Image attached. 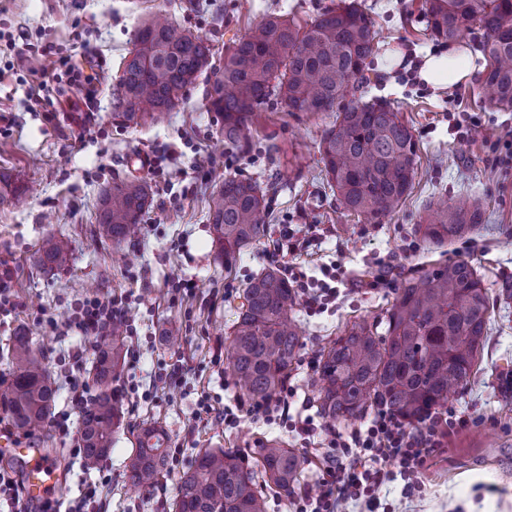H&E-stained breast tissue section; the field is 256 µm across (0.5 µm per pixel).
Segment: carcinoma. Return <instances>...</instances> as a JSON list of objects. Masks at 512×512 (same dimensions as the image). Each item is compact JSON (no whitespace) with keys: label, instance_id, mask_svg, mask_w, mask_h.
Listing matches in <instances>:
<instances>
[{"label":"carcinoma","instance_id":"obj_1","mask_svg":"<svg viewBox=\"0 0 512 512\" xmlns=\"http://www.w3.org/2000/svg\"><path fill=\"white\" fill-rule=\"evenodd\" d=\"M427 30L437 40L455 41L477 26L487 40L490 61L483 88L490 103L512 109V0H425ZM378 33L358 0H341L302 27L270 15L238 40L213 68L209 41L161 15L138 29L134 49L124 58L112 92V116L127 128L159 122L182 102L186 90L212 72L209 110L222 116L224 143L248 142L256 113L271 98L290 112L335 113L320 141L327 185L344 211L378 223L405 203L417 170L419 145L400 113L377 99H359L338 110L350 81L363 75ZM152 203L147 181L129 174L100 199L96 236L116 245L134 232ZM267 201L261 187L224 176L208 203L218 255L236 257L267 232ZM474 197L458 195L429 207L417 231L436 248L472 233L482 223ZM71 260L68 242L47 239L34 262L63 269ZM233 326L228 369L243 394L255 403L274 399L284 387L302 347L295 316L298 295L275 267L248 280ZM486 288L477 270L463 260H448L405 281L376 323L355 322L345 335L320 350L316 368L318 404L331 424L383 406L413 424L431 407L448 402L470 377L489 330ZM46 351L21 327L12 336L9 392L0 407L11 425L32 431L43 426L55 398L45 367ZM125 344L122 323L112 324V342L94 366L98 392L84 409L80 438L83 460L93 470L112 450V434L123 418V404L112 382L120 377ZM158 429L136 437L126 467V482L152 487L168 469V449ZM304 458L278 439L248 453L206 448L196 453L180 477L175 512H268L257 489V474L290 494Z\"/></svg>","mask_w":512,"mask_h":512}]
</instances>
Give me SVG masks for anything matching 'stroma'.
I'll use <instances>...</instances> for the list:
<instances>
[{"label": "stroma", "mask_w": 512, "mask_h": 512, "mask_svg": "<svg viewBox=\"0 0 512 512\" xmlns=\"http://www.w3.org/2000/svg\"><path fill=\"white\" fill-rule=\"evenodd\" d=\"M0 0V174L16 177L20 197L0 203V391L9 383L6 351L16 328L29 327L48 348L46 369L57 389L54 415L30 433L0 422V439L27 440L48 449L68 478L57 497L70 501L96 489L108 512H171L181 468L172 467L149 491L125 482L139 428L157 423L169 448L191 459L202 448H254L278 438L306 459L298 491L319 476L313 445L284 424L256 417L227 369L229 336L252 276L273 261V241L288 228L308 245L297 267L307 279L339 263L335 303L321 312L299 304L303 346L286 382L294 404L317 413L313 382L320 349L353 323L382 319L412 273L436 263L465 260L488 291L489 340L468 381L452 398L470 418L450 434L443 452L429 457L419 478L394 476L378 495L377 512H512V112L483 94L481 76L453 88L421 81L418 66L439 49L430 37L423 0H363L378 33L375 53L353 96L379 98L402 113L419 144L420 162L401 209L380 224L345 216L321 174L319 141L333 118L287 111L273 99L259 112L249 143H224L221 118L208 111L206 82L187 90L160 123L133 129L112 118V89L120 63L141 22L155 13L209 39L215 66L235 42L269 13L313 22L338 0ZM89 53H82V46ZM24 51V69L13 68ZM70 60L93 78V116L68 108L71 89L44 81L47 60ZM146 178L152 208L137 235L121 246L94 234L99 196L126 174ZM256 181L267 193L269 232L250 249L218 259L207 220L210 196L225 175ZM481 203L484 222L467 238L434 249L415 228L432 203L461 193ZM51 236L65 238L72 258L64 270H42L33 257ZM128 304L131 330L118 383L125 416L112 442L106 473L85 471L72 453L80 437L81 410L66 381L69 357L84 355L88 394L97 349L67 328L85 298ZM176 331L180 346L163 341ZM181 367L179 379L153 391V382ZM216 412L235 409L238 424L209 422L189 429L200 395Z\"/></svg>", "instance_id": "35a3bbf8"}]
</instances>
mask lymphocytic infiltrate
Here are the masks:
<instances>
[{
	"label": "lymphocytic infiltrate",
	"mask_w": 512,
	"mask_h": 512,
	"mask_svg": "<svg viewBox=\"0 0 512 512\" xmlns=\"http://www.w3.org/2000/svg\"><path fill=\"white\" fill-rule=\"evenodd\" d=\"M127 309L112 299L92 297L77 307L71 322L81 335L95 339L108 333L113 321L124 319ZM287 397L255 406V414L290 425L303 439L320 438L321 475L303 497L312 512H340L348 501L361 500L374 507L377 493L392 474L413 479L427 458L444 448L448 435L470 423L465 412L445 407L426 412L417 425L380 410L359 429L343 433L316 425L313 418L291 415Z\"/></svg>",
	"instance_id": "1"
}]
</instances>
